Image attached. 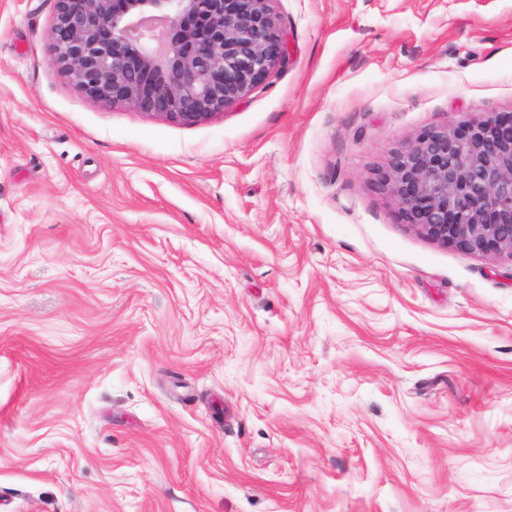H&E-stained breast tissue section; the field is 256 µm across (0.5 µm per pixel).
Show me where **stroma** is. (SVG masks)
<instances>
[{"label": "stroma", "mask_w": 512, "mask_h": 512, "mask_svg": "<svg viewBox=\"0 0 512 512\" xmlns=\"http://www.w3.org/2000/svg\"><path fill=\"white\" fill-rule=\"evenodd\" d=\"M210 122L76 95L0 0V512H512V258L376 173L512 110V0H275Z\"/></svg>", "instance_id": "obj_1"}]
</instances>
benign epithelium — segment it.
Returning <instances> with one entry per match:
<instances>
[{
	"mask_svg": "<svg viewBox=\"0 0 512 512\" xmlns=\"http://www.w3.org/2000/svg\"><path fill=\"white\" fill-rule=\"evenodd\" d=\"M51 62L72 90L168 122H208L288 62L274 0H53ZM378 187L425 239L512 257V111L408 138Z\"/></svg>",
	"mask_w": 512,
	"mask_h": 512,
	"instance_id": "benign-epithelium-1",
	"label": "benign epithelium"
}]
</instances>
